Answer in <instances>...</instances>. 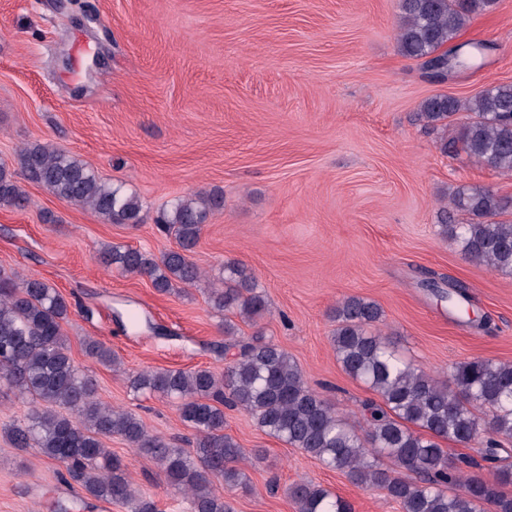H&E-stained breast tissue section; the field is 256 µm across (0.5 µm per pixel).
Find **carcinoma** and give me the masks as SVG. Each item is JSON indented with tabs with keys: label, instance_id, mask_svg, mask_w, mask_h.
<instances>
[{
	"label": "carcinoma",
	"instance_id": "carcinoma-1",
	"mask_svg": "<svg viewBox=\"0 0 512 512\" xmlns=\"http://www.w3.org/2000/svg\"><path fill=\"white\" fill-rule=\"evenodd\" d=\"M496 0H400L397 35L402 55L422 61L425 74L441 81L471 63L486 48L469 42L448 57V42L475 15L494 9ZM468 113L459 140L466 152L504 175H512V84H499L468 100L440 94L420 104L419 119L433 131L448 119ZM26 180L58 200L90 208L108 224H138L142 203L133 193L102 180L87 164L48 144H34L17 156ZM24 188L0 165V206H21ZM448 207L469 217L444 224L442 232L463 258L512 275V197L478 185L456 188ZM224 208V195L198 192L172 202L158 219L175 235L179 249L156 258L125 245L99 250L102 263L121 274L147 277L169 293L179 285L207 283L208 302L218 312L254 321L267 310L257 279L243 263L230 262L211 280L191 259L210 214ZM69 303L45 281L0 272V379L30 397L27 423L8 435L16 448L37 447L57 462L61 480L87 496L130 512H156L141 494L121 460L103 444L117 434L137 454L151 460L160 480L183 493L191 512H233L214 482L245 486L238 468L244 450L224 433V408L253 416L267 434L301 449L329 469L340 471L361 489H377L399 503L402 512H512V363L473 359L457 365L446 382L413 366L387 337L371 331L381 321L378 303L344 298L335 310L331 338L336 359L352 378L367 384L382 403L364 405L353 424L307 386L301 369L278 345L260 339L239 345L221 373L208 368L142 370L127 374L137 393L178 401L181 420L195 431L194 448H179L151 433L134 413L100 401L91 376L75 366L62 323ZM88 356L114 372H125L120 358L102 343L84 341ZM479 445L480 459H448L440 441ZM497 464L489 481L474 473L481 461ZM296 512H354L335 492L301 480L288 488Z\"/></svg>",
	"mask_w": 512,
	"mask_h": 512
}]
</instances>
